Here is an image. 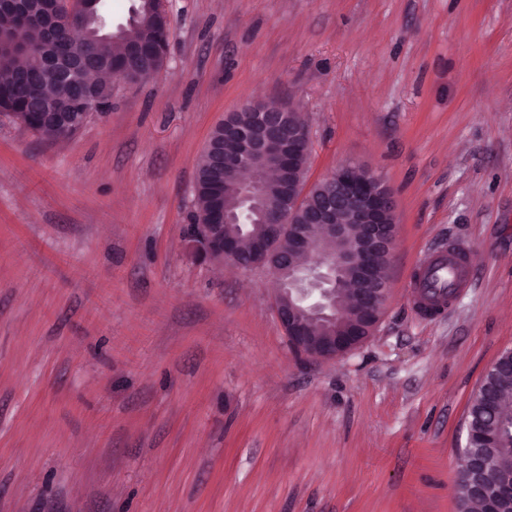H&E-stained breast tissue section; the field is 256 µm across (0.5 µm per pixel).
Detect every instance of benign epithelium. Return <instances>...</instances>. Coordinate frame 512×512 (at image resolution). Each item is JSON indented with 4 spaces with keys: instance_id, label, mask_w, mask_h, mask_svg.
<instances>
[{
    "instance_id": "benign-epithelium-1",
    "label": "benign epithelium",
    "mask_w": 512,
    "mask_h": 512,
    "mask_svg": "<svg viewBox=\"0 0 512 512\" xmlns=\"http://www.w3.org/2000/svg\"><path fill=\"white\" fill-rule=\"evenodd\" d=\"M47 13L37 15L34 21L46 33L69 25L66 12L71 0H49ZM75 106L84 109V121L110 109L96 99L86 96ZM251 113V124L246 127L228 126L220 148L224 166L250 173L241 189L245 210L253 209L258 189L265 174L275 171L287 157L292 142L308 137L306 123L298 113L288 108L272 109L259 101L243 105ZM40 130H48L52 138L66 136L56 114L41 116ZM324 194L323 203L307 211L303 224H294L289 215L281 214L269 225L270 235L288 231V242L298 250L309 243L307 228L313 224L324 230L323 241L336 242V249L323 246V241L312 244V257L305 263L288 268V276H279L274 305L278 321L293 351L308 359H334L350 354L370 336L379 322L389 292V282H381L372 272L377 256L392 258L398 235L397 202L383 176L349 160L338 165L319 181ZM225 214L215 213L214 223L200 224L187 246L194 258L206 261L214 255L239 270L269 267L281 272V263L271 260L265 244L255 242L247 262L238 260L237 240L224 235ZM346 270L354 272V279H344ZM348 291L354 294V303L344 308L337 303L338 295ZM357 312L359 326L364 332H349L343 336H314L311 326L316 321L333 324L342 315ZM465 465L458 482L467 481L474 495L483 494L482 475L487 462L469 452L464 453ZM512 509V475L503 477L499 495L484 499L483 512H509Z\"/></svg>"
}]
</instances>
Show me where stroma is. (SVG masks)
Wrapping results in <instances>:
<instances>
[{"label":"stroma","mask_w":512,"mask_h":512,"mask_svg":"<svg viewBox=\"0 0 512 512\" xmlns=\"http://www.w3.org/2000/svg\"><path fill=\"white\" fill-rule=\"evenodd\" d=\"M146 82L65 143L0 116V512H458L464 423L512 349V0H167ZM250 99L303 113L308 183L398 203L375 334L294 355L266 270L186 249L196 165ZM469 286L419 314L442 248Z\"/></svg>","instance_id":"obj_1"}]
</instances>
